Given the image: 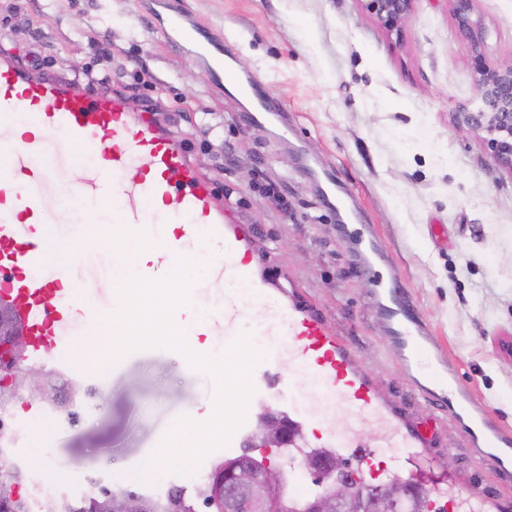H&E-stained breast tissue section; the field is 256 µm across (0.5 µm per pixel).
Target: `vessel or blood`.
<instances>
[{
	"label": "vessel or blood",
	"instance_id": "obj_1",
	"mask_svg": "<svg viewBox=\"0 0 512 512\" xmlns=\"http://www.w3.org/2000/svg\"><path fill=\"white\" fill-rule=\"evenodd\" d=\"M173 43L201 47L216 75L224 73L221 44L198 26L187 24L183 13L167 20ZM31 114L44 133L40 139L17 138L15 119ZM95 159L86 176L61 184L60 173L74 170L75 148ZM75 195L110 207L119 227L153 232L147 211L126 206L129 198L162 199L175 203L174 212L184 226L176 237L156 240L154 259L142 271L148 280L170 274L177 256H192L200 247L198 227L219 239L223 255L213 263L207 294L219 298L224 308L207 310L209 328L224 334L225 345L238 338L239 323L249 317L240 289L256 290L254 260L244 246L239 226L224 219L213 185L182 149L156 127L146 114L131 117L122 98L101 88H68L32 76L18 63L0 59V300L8 302L28 337L31 357H42L79 333L93 334L98 313L86 311L77 321L72 309L84 290L82 280L67 267L46 259L59 224L69 220L68 210L49 212L39 202L47 194ZM70 288H63V280ZM237 290H226L227 282ZM378 318L394 344L393 354L417 390L455 419L469 417L474 449L503 474L512 473V431L493 422L457 383L454 365L447 359L408 292L389 288L377 298ZM261 333L272 342L271 356L261 370L252 371V395L278 400L283 390L271 379L280 362L288 372L307 379L330 413L352 411L374 417L380 413L376 392L353 368L349 354L314 311L295 305L280 306L259 316ZM338 447L351 449L359 475L372 470V449L353 437H343Z\"/></svg>",
	"mask_w": 512,
	"mask_h": 512
}]
</instances>
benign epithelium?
Returning <instances> with one entry per match:
<instances>
[{"instance_id": "1", "label": "benign epithelium", "mask_w": 512, "mask_h": 512, "mask_svg": "<svg viewBox=\"0 0 512 512\" xmlns=\"http://www.w3.org/2000/svg\"><path fill=\"white\" fill-rule=\"evenodd\" d=\"M365 9L389 35L402 37V25L413 10L415 0H363ZM454 18L462 38L470 51V61L475 76L480 107L476 111L462 108L455 113L457 126L482 137L496 163L512 172V59L494 66L487 62L485 47L487 29L473 16L472 0H452ZM27 344L24 329L8 308L0 307V350L10 349L17 343ZM42 369L31 367L24 372L6 376L0 383L12 388L15 395L33 394L41 386ZM262 434L257 449L263 454L271 448L294 437L288 419L265 410L259 417ZM303 468L324 475L342 468L339 461L306 459ZM288 485L287 474L269 462L255 461L239 464L231 477L224 481V512H281L284 492ZM402 501L395 492L384 485L377 486L375 512H402ZM364 512L365 505L344 504L341 495L326 492L315 498L312 512Z\"/></svg>"}]
</instances>
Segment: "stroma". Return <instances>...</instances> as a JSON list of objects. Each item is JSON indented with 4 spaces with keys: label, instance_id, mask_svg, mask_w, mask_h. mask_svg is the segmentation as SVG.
Here are the masks:
<instances>
[{
    "label": "stroma",
    "instance_id": "stroma-1",
    "mask_svg": "<svg viewBox=\"0 0 512 512\" xmlns=\"http://www.w3.org/2000/svg\"><path fill=\"white\" fill-rule=\"evenodd\" d=\"M170 0H0V57L72 88L107 84L130 111L150 110L213 183L246 231L259 273L273 286L254 308L309 307L353 352L381 409L405 431L430 426L423 449L457 491L482 490L487 512H512V482L471 447L464 428L431 405L400 369L359 276L343 227L372 225L388 267L457 367L477 408L512 430V361L497 339L512 332V172L454 114L480 105L468 47L450 0H415L401 40L361 0H183L224 39L227 62L288 116V134L245 123L250 102L216 89L210 69L161 33ZM488 31L489 64L512 58V0H473ZM106 400L66 422L32 405L20 424L42 438L7 450L23 470L37 447L60 463L49 480L85 494L100 477L147 495L193 489L196 473L127 472L149 459L188 411L203 413L215 384L172 350L112 361L106 334L77 336L40 358L43 369Z\"/></svg>",
    "mask_w": 512,
    "mask_h": 512
}]
</instances>
